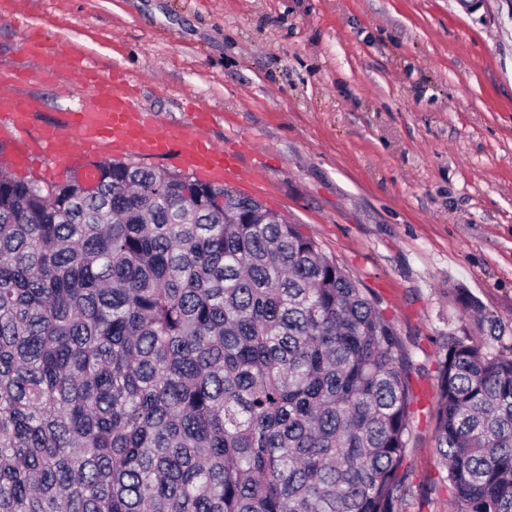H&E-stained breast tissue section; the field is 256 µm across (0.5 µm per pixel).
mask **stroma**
Here are the masks:
<instances>
[{
  "instance_id": "35a3bbf8",
  "label": "stroma",
  "mask_w": 512,
  "mask_h": 512,
  "mask_svg": "<svg viewBox=\"0 0 512 512\" xmlns=\"http://www.w3.org/2000/svg\"><path fill=\"white\" fill-rule=\"evenodd\" d=\"M121 73L162 126L208 109V138L260 177L232 187L305 225L377 298L418 371L402 512H450L432 406L449 334L512 345V0H0V71L21 47ZM39 120L74 110L61 79L24 83ZM13 177L64 181L50 158ZM462 285L488 328L449 298Z\"/></svg>"
}]
</instances>
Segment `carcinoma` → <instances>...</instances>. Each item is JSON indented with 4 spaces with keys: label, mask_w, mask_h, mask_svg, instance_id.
Returning a JSON list of instances; mask_svg holds the SVG:
<instances>
[{
    "label": "carcinoma",
    "mask_w": 512,
    "mask_h": 512,
    "mask_svg": "<svg viewBox=\"0 0 512 512\" xmlns=\"http://www.w3.org/2000/svg\"><path fill=\"white\" fill-rule=\"evenodd\" d=\"M101 168L0 165V512H401L414 366L371 294L255 199ZM434 416L454 512H512V348L448 336Z\"/></svg>",
    "instance_id": "cac0c4a2"
}]
</instances>
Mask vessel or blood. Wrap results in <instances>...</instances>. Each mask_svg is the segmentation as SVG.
<instances>
[{"mask_svg":"<svg viewBox=\"0 0 512 512\" xmlns=\"http://www.w3.org/2000/svg\"><path fill=\"white\" fill-rule=\"evenodd\" d=\"M25 54L38 62L39 76L64 72L71 86L84 91L80 106L65 121L47 124L39 132V147L58 165L79 157L89 161L110 151L132 153L144 160L171 159L179 167L213 181L251 180L248 170L225 159L223 149L206 138L209 112H194L187 125L163 132L128 94L123 78L100 79L96 71L78 63L73 55L49 50L36 39L27 41ZM15 82L12 76L0 80V130L4 132L26 124L41 107L36 97L13 92Z\"/></svg>","mask_w":512,"mask_h":512,"instance_id":"b4317fda","label":"vessel or blood"}]
</instances>
